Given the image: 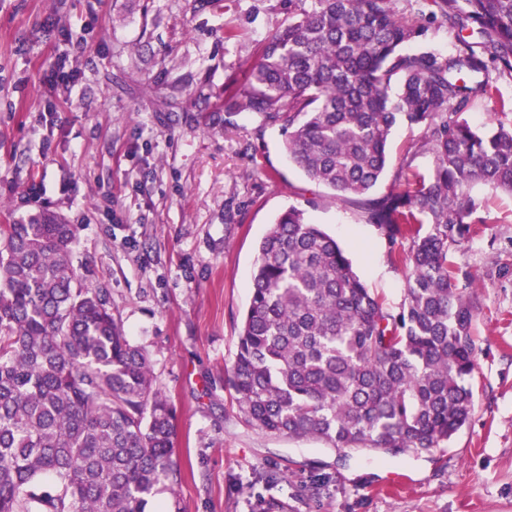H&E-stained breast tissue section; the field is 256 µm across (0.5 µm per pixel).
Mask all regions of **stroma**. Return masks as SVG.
<instances>
[{"label":"stroma","instance_id":"35a3bbf8","mask_svg":"<svg viewBox=\"0 0 512 512\" xmlns=\"http://www.w3.org/2000/svg\"><path fill=\"white\" fill-rule=\"evenodd\" d=\"M310 0H0V224L42 209L77 227L73 261L152 361L172 402L186 477L154 512H512V195L478 184L485 222L455 259L473 283L474 408L447 447L339 459L315 440L248 425L227 379L257 246L289 207L336 238L387 306L406 269L356 204L288 160L282 124L232 112L264 39ZM422 48L455 51L430 5ZM232 29L234 38L224 36ZM75 73L53 79L58 57ZM398 125L385 194L428 152Z\"/></svg>","mask_w":512,"mask_h":512}]
</instances>
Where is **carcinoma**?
Returning a JSON list of instances; mask_svg holds the SVG:
<instances>
[{
  "label": "carcinoma",
  "instance_id": "1",
  "mask_svg": "<svg viewBox=\"0 0 512 512\" xmlns=\"http://www.w3.org/2000/svg\"><path fill=\"white\" fill-rule=\"evenodd\" d=\"M394 2L311 0L265 39L232 104L282 123L290 159L358 204L408 268L393 310L297 207L258 246L229 377L237 409L344 457L430 454L468 421L474 311L453 253L485 223L473 186L512 194V126L466 118L498 99L490 71L512 77V0H431L456 33L447 57L401 51L424 27ZM400 121L421 130L432 167L374 197ZM75 238L49 211L0 225V512H149L158 485L182 483L150 356L74 265Z\"/></svg>",
  "mask_w": 512,
  "mask_h": 512
}]
</instances>
